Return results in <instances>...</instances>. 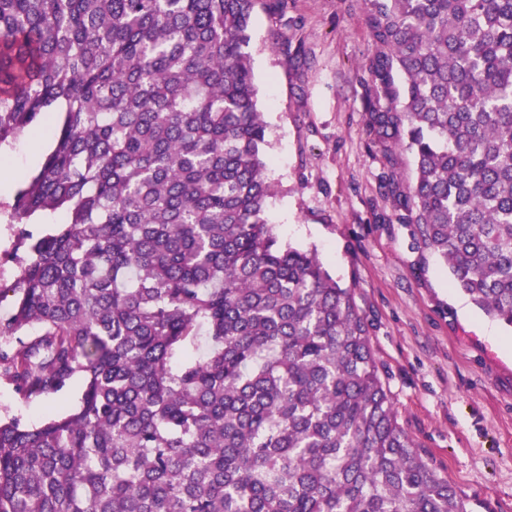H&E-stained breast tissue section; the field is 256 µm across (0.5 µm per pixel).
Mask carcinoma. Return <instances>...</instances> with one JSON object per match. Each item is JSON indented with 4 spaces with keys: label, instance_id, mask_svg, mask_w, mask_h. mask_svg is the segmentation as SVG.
Listing matches in <instances>:
<instances>
[{
    "label": "carcinoma",
    "instance_id": "1",
    "mask_svg": "<svg viewBox=\"0 0 512 512\" xmlns=\"http://www.w3.org/2000/svg\"><path fill=\"white\" fill-rule=\"evenodd\" d=\"M258 2L0 0V148L53 140L0 207V375L83 382L0 419V512H476L399 425L353 289L265 218ZM363 4L365 132L415 172L382 196L512 327V0ZM13 243L8 224H0V286L8 288L14 284L19 274L18 267L11 260H1V252L10 249ZM81 393L82 382L76 379L56 395L26 399L9 381L0 378V416L18 418L27 426L39 425L56 410L75 406Z\"/></svg>",
    "mask_w": 512,
    "mask_h": 512
}]
</instances>
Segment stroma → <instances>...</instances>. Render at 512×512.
Masks as SVG:
<instances>
[{"mask_svg": "<svg viewBox=\"0 0 512 512\" xmlns=\"http://www.w3.org/2000/svg\"><path fill=\"white\" fill-rule=\"evenodd\" d=\"M248 51L267 123V217L280 240L316 248L355 293L400 426L423 459L482 512H512V328L452 288L440 261L413 247L379 188L406 151L385 158L364 129L361 63L374 47L361 0L257 4ZM73 381L24 398L0 378V416L43 423L75 406Z\"/></svg>", "mask_w": 512, "mask_h": 512, "instance_id": "1", "label": "stroma"}]
</instances>
